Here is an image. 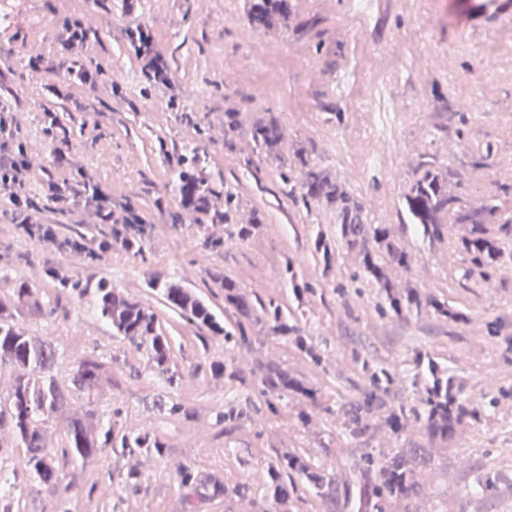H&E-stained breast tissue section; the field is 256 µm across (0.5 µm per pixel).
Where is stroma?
Listing matches in <instances>:
<instances>
[{
    "instance_id": "obj_1",
    "label": "stroma",
    "mask_w": 512,
    "mask_h": 512,
    "mask_svg": "<svg viewBox=\"0 0 512 512\" xmlns=\"http://www.w3.org/2000/svg\"><path fill=\"white\" fill-rule=\"evenodd\" d=\"M479 15L474 0H420L407 12L403 0H375L355 18L350 0H288L287 28L258 30L248 20L249 0H138L126 13L122 0H0V44L13 54L0 66V105L9 112L0 155L24 147L23 170L35 203L32 220L70 226L101 242L112 227L100 223L93 192L107 195L115 217L126 207L141 216L142 253L113 247L97 261L30 237L0 197V299L16 282L32 285L46 313L16 314L28 335L57 350L54 371L69 380L87 358L107 370L102 384L70 400L68 409L116 419L121 431L164 443L162 453L101 449L70 458L67 489L30 477L20 462L25 450L0 429V474L11 489L0 497L10 512H180L185 492L177 465L225 492L203 512H264L270 471L286 453L306 458L331 480L327 492L297 482L281 512H512V240L488 277L475 273L459 243L467 225L447 215L441 238L429 239L411 224L404 201L427 156L449 176L448 190L463 208L485 201L497 221L512 224V30L497 18L512 15V0H496ZM96 29L84 62L97 71L93 87H62L31 69V56H54L67 20ZM145 25L169 81L150 78V60L126 34ZM499 36L503 55L489 64L484 40ZM287 57L264 91L257 81L266 66L258 44ZM235 64L225 73L224 60ZM466 76L473 90L461 97L452 85ZM448 109L436 111L438 98ZM306 112L292 111L297 100ZM238 129L225 134L226 113ZM276 120L282 139L272 152L256 147L251 131ZM64 139L66 158L56 162L51 135ZM204 160L212 181L240 197L231 223L188 209L178 174L189 155ZM315 168L354 194L369 223L386 225L408 262H384L394 288L420 296L417 308L387 311L377 284L362 276V257L340 234L336 210L324 201H294L288 180ZM264 220L250 236L237 233L252 211ZM331 254L316 253L317 237ZM223 249L205 250L206 238ZM290 260L295 279L286 278ZM103 279L157 316L171 344L175 384L154 369L145 353L99 319L92 296L59 298L45 274ZM236 282L251 299L279 304L295 336L315 346L311 361L292 339L263 324L249 325V343L199 337L153 290L171 278L212 308L226 328L236 318L212 273ZM309 285L300 295L294 282ZM445 301L451 317L431 299ZM269 364L300 380L309 396L261 394ZM452 381L469 413L445 434H429L420 414L428 410L432 369ZM378 376L388 407H417L401 432L385 410L374 412L366 432L343 426L342 410ZM181 411L171 414V404ZM243 418L226 423L227 406ZM427 448L418 467L419 495L410 504H376L377 472L366 465L395 452Z\"/></svg>"
}]
</instances>
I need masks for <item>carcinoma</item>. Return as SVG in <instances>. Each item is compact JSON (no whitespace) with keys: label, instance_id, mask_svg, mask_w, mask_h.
Wrapping results in <instances>:
<instances>
[{"label":"carcinoma","instance_id":"obj_1","mask_svg":"<svg viewBox=\"0 0 512 512\" xmlns=\"http://www.w3.org/2000/svg\"><path fill=\"white\" fill-rule=\"evenodd\" d=\"M249 2L248 19L254 28L268 29L275 23L288 28V0ZM279 137V127L274 123L260 124L253 130V140L261 149L271 147ZM420 166L424 168V172L411 184L405 196L406 207L413 223L420 226L425 236L439 238L443 235L444 228L441 216L455 211L458 214V223L470 225L462 244L472 255V262L480 268L495 266L502 254V248L496 239L488 236L487 228V223L495 215V206L486 203L465 212L456 208V199L448 194V180L434 171V163L423 160ZM179 181L183 200L191 203L198 211H210L209 197L217 194V190L213 188L206 168L198 157L185 159V166L179 172ZM289 194L304 202L323 198L336 205L345 243L360 250L364 272L382 288L390 309L400 313L411 306L413 298L393 292L381 265L383 259L404 264L405 254L390 238L386 228L363 221V209L356 199L345 191L331 187L322 174L312 168L291 186ZM238 207V196L231 189H224V210L213 212L212 222L230 223L231 216ZM129 217L133 223L124 225L122 231L112 230V240L100 242L96 251L87 247L80 236L66 237L61 245L94 257L98 251L104 253L111 250L112 242L115 241L138 256L142 254L137 239V235L142 232V225L135 223L137 214L132 206L129 207ZM46 275L53 280L54 287L61 293L79 297L91 295L96 313L112 326L114 335L143 350L149 362L159 372L164 374L170 371V341L159 332L157 318L152 311L103 279L93 283L78 274L59 277L50 269L46 270ZM151 288L171 308L179 311L197 329L198 335L203 337L207 333L219 334L224 336V341L236 344L248 341L245 321L252 317L253 307L234 282L224 281V302L237 316L233 331L221 326L209 306L181 285L157 279ZM24 309L33 314H42V307L34 298V291L27 282H21L14 287L13 300L0 301V361L10 363L17 370L9 395V409L5 413L0 412V427H8L21 447L25 448L22 465L30 476L45 486L57 488L63 484L65 478L63 460L71 456L87 459L109 444L131 452L143 448L161 451L163 443L160 440H152L145 434L120 435L115 432L114 422L95 428L91 423L94 417L92 413L85 414L83 418L65 414L73 392L91 391L100 385L104 377L103 364L97 358L84 360L72 376L70 385L61 386L53 374L56 350L45 342L26 335L21 327L11 321L15 312ZM262 311L272 332H288L285 315L280 306L271 301L262 307ZM260 385L264 392H286L296 386V383L279 367L270 365L263 371ZM379 408L381 405L376 403V395L366 393L361 400L344 411V425L355 431L367 421L370 412ZM465 414L466 408L460 403L453 406L451 411L445 405L438 404L432 407L427 417V429L432 434L446 433L451 427L452 417L460 418ZM55 423L63 424L67 435V446L58 453L44 444L47 427ZM373 464L378 470L377 494L380 500L407 502L420 493L414 481L416 458L396 455L376 464L373 460H368V465ZM176 473L182 486L186 488L183 512H200L204 503L224 494V485L200 481L186 465H178ZM291 473L297 479H305L319 488L325 485L323 476L312 472L304 458L286 454L272 470L271 502L264 512H270L276 508V504L288 498V477Z\"/></svg>","mask_w":512,"mask_h":512}]
</instances>
